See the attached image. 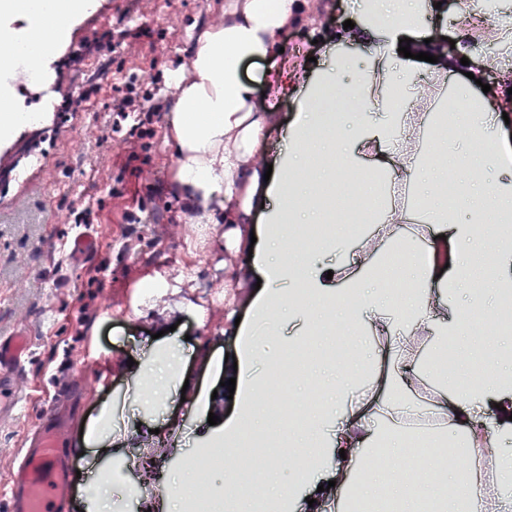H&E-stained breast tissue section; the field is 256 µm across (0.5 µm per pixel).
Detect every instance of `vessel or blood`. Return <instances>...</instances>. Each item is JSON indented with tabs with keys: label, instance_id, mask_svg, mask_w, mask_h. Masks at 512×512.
<instances>
[{
	"label": "vessel or blood",
	"instance_id": "vessel-or-blood-1",
	"mask_svg": "<svg viewBox=\"0 0 512 512\" xmlns=\"http://www.w3.org/2000/svg\"><path fill=\"white\" fill-rule=\"evenodd\" d=\"M29 348L25 335L0 340V413L15 409L19 396L11 381L24 370ZM63 446L56 424L40 423L27 433L8 474L5 512H68L74 473Z\"/></svg>",
	"mask_w": 512,
	"mask_h": 512
}]
</instances>
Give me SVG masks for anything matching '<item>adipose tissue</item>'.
Segmentation results:
<instances>
[{
    "instance_id": "1",
    "label": "adipose tissue",
    "mask_w": 512,
    "mask_h": 512,
    "mask_svg": "<svg viewBox=\"0 0 512 512\" xmlns=\"http://www.w3.org/2000/svg\"><path fill=\"white\" fill-rule=\"evenodd\" d=\"M310 0H224V16L206 29L187 68L173 73L177 97L168 115L174 178L191 206L207 219L223 213L235 248L251 249L246 266L261 280L249 311L235 326L236 364L224 369L236 381L233 409L221 426L201 435L194 458L223 451L224 479L203 502L207 512H318L309 498L336 500L340 512H512V337L495 350L468 334L449 316L460 291L472 310L484 311L486 296L512 297V143L504 140L506 107L497 91L481 93L480 56L454 96L444 83L458 57L434 42L448 25L437 0H362L353 26L322 44V62L305 82L294 84L288 68L265 72L263 88L245 79L241 66L278 57L280 37L302 21H315ZM94 0H0V36L14 53L0 65V92L10 93L19 69L48 72L70 22ZM31 22L15 30L19 14ZM427 14L429 26L419 23ZM410 39L411 57L399 53ZM364 44L371 55L353 68L347 47ZM419 52L436 56L427 65ZM353 72L348 105L357 130L344 142L340 113L327 102L346 72ZM293 95L297 107L283 144L262 136L272 120L264 98ZM465 111L446 124L449 99ZM469 138L467 158L448 143L449 128ZM441 155V166H429ZM461 188L456 202L444 182ZM332 186L338 215H351L355 198L385 187L373 230L358 241L332 236L326 250L345 253L326 261L315 252L285 247L294 227L318 221L311 192ZM471 219H457L460 206ZM265 225L251 230L256 209ZM500 260L485 284L466 288L475 243ZM403 257L412 272L403 302L378 274L381 260ZM367 335L347 360L328 357L323 371L335 385L320 384L311 409L288 429L275 453L263 449L271 423L292 414L293 399L275 398L274 369L307 345L339 336ZM455 343L461 358L448 370L441 351ZM186 380L184 351L156 343L131 374L128 395L142 410L168 413L167 400ZM251 435L257 451L239 460L237 446ZM484 460V477L472 469ZM265 484L255 498L245 470Z\"/></svg>"
}]
</instances>
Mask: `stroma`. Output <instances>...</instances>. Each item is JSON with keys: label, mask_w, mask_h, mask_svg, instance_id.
<instances>
[{"label": "stroma", "mask_w": 512, "mask_h": 512, "mask_svg": "<svg viewBox=\"0 0 512 512\" xmlns=\"http://www.w3.org/2000/svg\"><path fill=\"white\" fill-rule=\"evenodd\" d=\"M356 0H321L318 23L282 36L287 54L318 56L319 42L336 34V18ZM224 0H101L100 9L68 31L67 47L53 63L64 112L50 113L37 128L17 130L0 145V336L31 338L18 389L26 403L18 417L0 424V482L7 477L24 432L55 409L54 391L74 389L65 410L71 419L68 450L84 476L124 469L137 496L114 490L115 512H166L167 481L205 423L194 391L173 396L177 420L160 425L126 399L129 359H142L155 333L185 343L187 372L216 392L211 411L221 416L232 402L219 395L221 377L204 356L234 353L232 320L245 316L254 295L251 278L233 266L226 224L199 223L173 180L167 116L176 97L171 71L183 67L200 35L214 24ZM121 36L113 48L103 28ZM112 64V81L99 85L97 111L73 107L78 61L88 48ZM156 106L143 124L112 109L127 81ZM38 147L42 166L22 176V154ZM93 236L91 254L69 248L78 235ZM161 277L168 287L142 305L139 285ZM111 401L121 411V445L104 455L78 445L83 422Z\"/></svg>", "instance_id": "obj_1"}]
</instances>
